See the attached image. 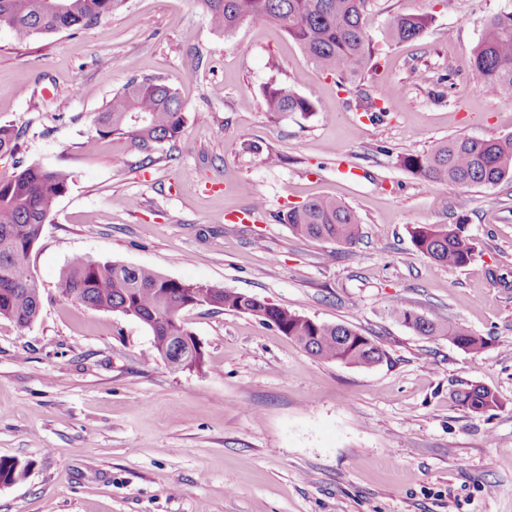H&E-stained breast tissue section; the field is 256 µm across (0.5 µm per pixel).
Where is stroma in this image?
<instances>
[{
  "label": "stroma",
  "mask_w": 512,
  "mask_h": 512,
  "mask_svg": "<svg viewBox=\"0 0 512 512\" xmlns=\"http://www.w3.org/2000/svg\"><path fill=\"white\" fill-rule=\"evenodd\" d=\"M512 0H369L374 55L340 83L271 22L216 30L198 0H126L92 26L18 44L0 27V124L25 129L20 157L70 173L29 255L41 311L0 319V456L26 463L0 486V512H512V183L427 184L406 153L456 136L512 134V102L484 96L472 49ZM422 15L396 43L392 17ZM421 78H414V71ZM451 82H443V75ZM159 76L185 127L151 164L121 138L85 143L92 120L131 78ZM288 82L315 112H268L264 88ZM399 87L380 123L360 96ZM334 197L362 218L352 245L295 237L279 215ZM465 223L462 268L419 253L416 224ZM76 255L223 285L378 340L371 368L316 359L258 318L185 313L205 366L151 356L137 319L63 295ZM503 274L493 281L489 270ZM485 339L469 353L418 335L391 298ZM499 398L475 415L467 385ZM425 27L424 18L400 14L391 20L387 34L391 40L402 43L419 38ZM454 399L462 407L474 414H484L499 406L497 395L490 389L480 385H471L457 390L454 393Z\"/></svg>",
  "instance_id": "obj_1"
}]
</instances>
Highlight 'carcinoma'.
<instances>
[{"label": "carcinoma", "mask_w": 512, "mask_h": 512, "mask_svg": "<svg viewBox=\"0 0 512 512\" xmlns=\"http://www.w3.org/2000/svg\"><path fill=\"white\" fill-rule=\"evenodd\" d=\"M0 0V26L8 27L22 44L36 35L78 30L112 15L124 0ZM214 27L226 34L246 22L278 24L317 69L342 81L356 76L372 55L365 24L367 0H198ZM425 19L400 14L388 29L391 40L402 43L420 37ZM480 89L499 100L512 101V12L491 17L472 51ZM269 111L309 113L315 97L303 96L285 82L264 90ZM184 131L183 104L178 92L159 76L134 78L93 119L91 141L108 136L129 141L144 160L153 162L155 145L175 141ZM25 131L0 125V154L18 153ZM399 165L426 183H452L461 189L512 182V134L483 139L459 136L426 153L400 156ZM12 179L0 181V319L21 326L32 324L41 308L40 288L28 266V256L57 201L68 191L70 174L18 161ZM296 237L354 244L360 237L361 218L336 199H313L280 215ZM416 250L448 267L461 268L475 257L476 246L463 224L417 225L410 231ZM63 294L98 311L119 312L149 327L151 355L166 358L178 347L186 368L201 369L205 355L200 342L185 325L183 313L207 306L252 315L289 336L311 356L369 368L387 359L374 338L350 324L325 323L255 296L230 291L212 283L168 278L147 266L76 256L61 279ZM389 309L399 321L422 336H441L478 353L486 341L449 320H431L394 300ZM454 399L474 414L499 406L490 389L471 385ZM27 466L13 457H0V485L25 476Z\"/></svg>", "instance_id": "carcinoma-1"}]
</instances>
